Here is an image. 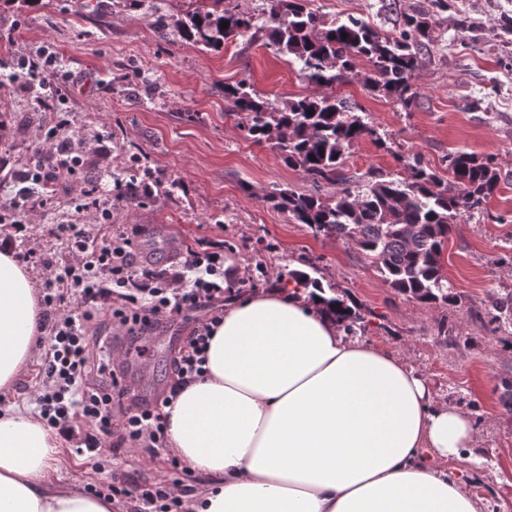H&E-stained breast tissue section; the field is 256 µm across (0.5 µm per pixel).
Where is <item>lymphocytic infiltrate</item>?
I'll return each instance as SVG.
<instances>
[{
    "mask_svg": "<svg viewBox=\"0 0 512 512\" xmlns=\"http://www.w3.org/2000/svg\"><path fill=\"white\" fill-rule=\"evenodd\" d=\"M69 120L56 116L42 129L41 145L23 170L25 185L0 204V244L8 246L25 232V211L56 208L61 188L81 187V201L67 223L51 236L64 239L68 257L57 262L40 246L18 252L19 262L40 269V418L55 429L72 452L97 471L104 456L121 450H152L168 444L167 406L192 382L206 375V352L212 333L224 317V249H187L178 268L155 271L136 263V233L112 221L113 199H134L137 184L121 185L117 197L102 195L86 174L90 144L66 136ZM191 317L193 328L173 361L168 393L152 404L125 409L120 434L112 432V411L124 391L99 352L102 329L137 340L160 318ZM86 492L109 495L124 512H187L188 491L179 481H140L113 477L107 486L89 483Z\"/></svg>",
    "mask_w": 512,
    "mask_h": 512,
    "instance_id": "f902f5d3",
    "label": "lymphocytic infiltrate"
}]
</instances>
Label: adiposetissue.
<instances>
[{"label":"adipose tissue","mask_w":512,"mask_h":512,"mask_svg":"<svg viewBox=\"0 0 512 512\" xmlns=\"http://www.w3.org/2000/svg\"><path fill=\"white\" fill-rule=\"evenodd\" d=\"M38 289L0 250V390L39 349ZM204 379L168 408V441L207 479L190 512H478L469 416L436 403L393 350L349 338L296 290L230 293ZM62 439L33 414L0 412V512H112L111 500L61 484Z\"/></svg>","instance_id":"1"}]
</instances>
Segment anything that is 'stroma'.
Here are the masks:
<instances>
[{"instance_id":"1","label":"stroma","mask_w":512,"mask_h":512,"mask_svg":"<svg viewBox=\"0 0 512 512\" xmlns=\"http://www.w3.org/2000/svg\"><path fill=\"white\" fill-rule=\"evenodd\" d=\"M203 0H0V29L16 27L14 44H0V161L9 177L0 178V200L19 187V172L52 113L33 108L32 95L10 82L11 66L23 55L55 52V87L66 96L73 124L68 134H100L112 151L111 162L89 158L102 192L126 179L132 155L144 156L159 180L141 203L113 202V221L141 227L140 241H153L152 255H138L141 266L170 267L171 247L220 245L238 267L256 271L240 292L275 285L278 274L314 265V275L351 302L361 318L356 336L398 351L428 383L437 402L468 414L476 428L483 462L449 460L448 467L475 474L480 512H512V405L503 395L512 384V322L495 319V306L512 295V268L500 257L512 254V35L484 37L500 16H512V0H454L436 13L433 54L416 72L418 95L412 109L370 90L371 66L356 58L354 70L337 93L386 139L378 146L362 139L347 147L343 168L356 180L372 170L393 180L408 179L404 157L421 155L425 165L445 173L448 155L460 150L493 156L500 176L486 212L462 217L452 227L443 253L451 303L428 304L402 295L383 282L352 243L314 235L306 225L270 207L275 188L299 193L312 186L301 171L288 167L269 144L247 139L234 119L225 117V85L245 80L265 99L279 104L318 94L319 86L298 62L268 45L266 33L241 36L218 52L182 41L175 26ZM324 21L363 18L378 31L392 27L378 12V0H311ZM466 14L479 25V38L458 34L456 19ZM165 17L160 32L154 21ZM79 186L61 192L56 210L33 215L27 233L45 239L56 259L68 251L48 231L67 221ZM157 225L158 235L144 227ZM187 336L191 326L179 316L162 320L141 340L150 354L152 381L143 384L129 358L130 342L116 336L108 345L118 379L127 390L124 405L143 403L172 378L176 345H165L170 329ZM167 448L121 456L117 467L142 480L160 476L182 480L201 491L195 473L173 470ZM51 475L65 484L102 482L91 463L60 448Z\"/></svg>"}]
</instances>
